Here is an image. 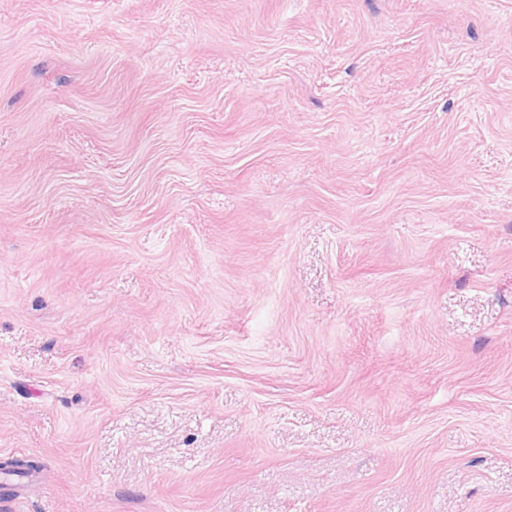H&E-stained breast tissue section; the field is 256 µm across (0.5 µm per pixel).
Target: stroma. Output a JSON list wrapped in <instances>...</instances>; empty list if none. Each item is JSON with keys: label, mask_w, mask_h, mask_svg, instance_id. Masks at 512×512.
<instances>
[{"label": "stroma", "mask_w": 512, "mask_h": 512, "mask_svg": "<svg viewBox=\"0 0 512 512\" xmlns=\"http://www.w3.org/2000/svg\"><path fill=\"white\" fill-rule=\"evenodd\" d=\"M0 512H512V0H0Z\"/></svg>", "instance_id": "35a3bbf8"}]
</instances>
